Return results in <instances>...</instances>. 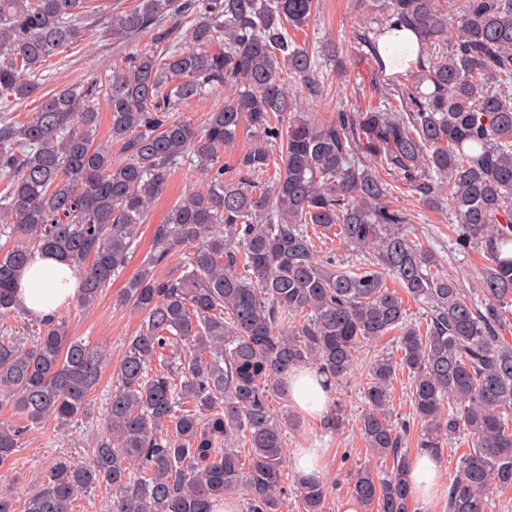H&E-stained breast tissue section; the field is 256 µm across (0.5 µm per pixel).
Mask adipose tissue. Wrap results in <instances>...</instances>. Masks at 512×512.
Returning <instances> with one entry per match:
<instances>
[{
	"label": "adipose tissue",
	"mask_w": 512,
	"mask_h": 512,
	"mask_svg": "<svg viewBox=\"0 0 512 512\" xmlns=\"http://www.w3.org/2000/svg\"><path fill=\"white\" fill-rule=\"evenodd\" d=\"M80 282L81 276L73 267L55 256L34 252L32 261L22 272L16 290V304L35 318L53 317L75 299ZM288 383L297 407L315 416L326 414L331 392L313 378L311 370L295 372L289 376ZM411 488L426 504L444 494L441 463L437 455L421 452L413 457Z\"/></svg>",
	"instance_id": "1"
}]
</instances>
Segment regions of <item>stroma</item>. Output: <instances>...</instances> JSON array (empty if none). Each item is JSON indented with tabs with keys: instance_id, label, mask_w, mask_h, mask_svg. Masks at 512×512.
<instances>
[{
	"instance_id": "35a3bbf8",
	"label": "stroma",
	"mask_w": 512,
	"mask_h": 512,
	"mask_svg": "<svg viewBox=\"0 0 512 512\" xmlns=\"http://www.w3.org/2000/svg\"><path fill=\"white\" fill-rule=\"evenodd\" d=\"M318 3L316 15L297 38L307 41L310 49L318 51L330 45L336 52L335 60L328 62L323 69L321 95L310 98L305 105L306 111L326 121L336 112L366 105L370 96L376 95L378 78L369 52L358 36L372 19L381 17L382 11L371 0H318ZM107 19V13L103 12L85 21V41L50 66L47 78L41 84V93L48 94L70 84L90 83L112 60L127 56L148 43L149 37L145 34L123 40L112 38ZM200 181V175L189 162H181L174 171L166 194L152 210L151 223H160L171 205ZM389 201L406 212L411 238L443 256V272L459 277L472 298H479L477 271L484 258L474 250L463 252L456 249L447 211L425 206L413 191L398 182L392 185ZM123 284V279L113 280L91 306L82 307L73 302L61 310L70 336L105 347L115 361L119 360L126 340L136 334L141 324L139 316L115 303ZM395 351V341L390 336L364 347L354 374L337 386L335 397L346 404L349 418L343 434L333 439L321 435L319 417L304 414L300 417V430L288 435L289 452L309 446L319 448L326 468L327 512H342L345 501L351 497V475L360 468L375 464L358 426V417L364 407L360 396L362 375L374 355ZM111 391L112 370L107 367L102 371L93 396L91 415L64 427L59 426L56 420L48 419L25 434L21 448L7 462L0 464V486L12 490L17 503H24L45 482L59 458L84 460L101 427V414Z\"/></svg>"
}]
</instances>
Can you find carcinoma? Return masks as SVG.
<instances>
[{"mask_svg": "<svg viewBox=\"0 0 512 512\" xmlns=\"http://www.w3.org/2000/svg\"><path fill=\"white\" fill-rule=\"evenodd\" d=\"M87 2L0 0V99L39 102L23 120L0 119V322L17 312L33 250L76 268V302L90 306L126 269L176 162L189 160L202 184L152 225L150 251L118 295L142 321L113 369L93 448L81 464L59 460L24 512H73L78 494L101 485L105 512H211L238 494L246 512H282L288 432L300 424L288 374L309 366L336 387L363 347L390 335L400 356L370 359L359 417L390 467L359 469L352 497L409 512L410 426L391 415L402 370L417 447L467 445L448 512H490L492 489L512 487V0H381L387 25L358 38L383 74L379 38L414 29L416 85L322 123L300 103L318 91L317 56L292 36L318 0H138L110 14L112 37L148 33L150 44L85 86L37 95L52 61L82 41ZM224 89L203 122L180 115ZM244 126L259 143L226 178L224 147ZM390 178L448 209L458 245L483 254L480 302L409 238ZM310 224L337 228L374 260L319 258ZM176 252V269L159 275ZM402 291L425 325L410 321ZM105 365L57 317L25 336L0 325V410L12 415L0 422V464L42 421L88 416ZM346 423L335 401L320 428L336 436ZM295 496L299 512H326L324 483L302 478Z\"/></svg>", "mask_w": 512, "mask_h": 512, "instance_id": "1", "label": "carcinoma"}]
</instances>
